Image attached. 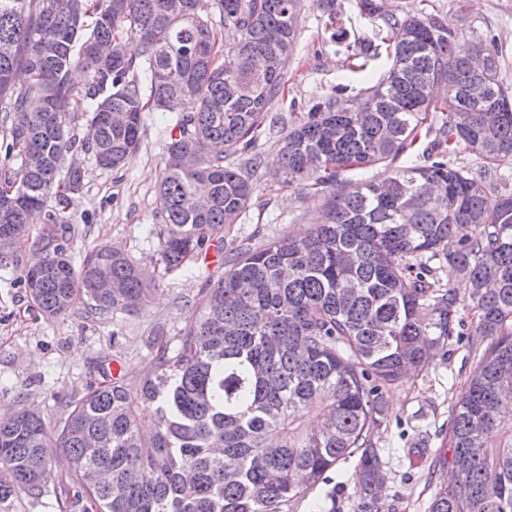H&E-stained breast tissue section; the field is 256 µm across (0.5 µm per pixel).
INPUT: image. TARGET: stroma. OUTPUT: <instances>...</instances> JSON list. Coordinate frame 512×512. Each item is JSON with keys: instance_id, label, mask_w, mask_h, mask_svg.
I'll use <instances>...</instances> for the list:
<instances>
[{"instance_id": "stroma-1", "label": "stroma", "mask_w": 512, "mask_h": 512, "mask_svg": "<svg viewBox=\"0 0 512 512\" xmlns=\"http://www.w3.org/2000/svg\"><path fill=\"white\" fill-rule=\"evenodd\" d=\"M396 11L425 12L458 28L463 36L495 41L501 77L512 88V0H390ZM372 20L363 18L356 0H336L335 15L303 0L296 51L288 62V83L278 96L273 113L298 122L312 106L346 85L354 96L378 80L382 62L371 72L353 70L352 53L371 38ZM346 31L348 43L336 45L333 33ZM167 112L144 115L141 146L118 170H103L89 156L81 162L87 171L83 195L70 209L73 261H81L93 245L107 243L125 249L140 263L156 256L158 239V185L164 168L163 128L171 123ZM280 133L263 138L258 146L264 166L258 191L245 219L226 227L225 248L256 244L283 233L297 234L316 223L319 203L274 178L268 166L278 157ZM224 272L218 264L198 262L167 277L152 291L137 312L117 318L85 317L73 312L65 317L38 314L19 283L14 267L0 266V408L18 404L39 411L47 426H54L66 401L82 396L91 384L103 381L113 354L135 366L146 362L147 336L164 329L167 336L195 318V298L207 281ZM442 284L454 288L462 320L445 351L437 353L420 371L384 392L385 419L374 433L387 462L381 493L382 512H428L435 491L448 484V425L450 409L476 368L485 342L476 336L477 317L467 301L468 290L457 271L441 265ZM358 459L336 463L325 478L293 512H373L363 489L357 488Z\"/></svg>"}]
</instances>
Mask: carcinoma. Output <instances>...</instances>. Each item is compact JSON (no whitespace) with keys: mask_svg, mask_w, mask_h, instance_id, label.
Segmentation results:
<instances>
[{"mask_svg":"<svg viewBox=\"0 0 512 512\" xmlns=\"http://www.w3.org/2000/svg\"><path fill=\"white\" fill-rule=\"evenodd\" d=\"M66 2L51 12L45 0H0V266L19 267L35 309L53 317L80 307L89 317L131 314L150 286L212 248L226 270L200 289L197 317L175 339L161 329L148 338V367L113 355L116 373L70 402L54 429L25 407L0 417V503L40 496L62 455L83 512H290L357 453L379 507L382 390L460 325L454 289L436 277L444 261L469 288L487 344L452 407L454 481L429 512H512V192L493 216L485 210L498 171L512 166V93L498 50L434 15L357 0L376 21L363 54L385 48L389 68L347 103L336 86L279 149L283 182L320 200L321 222L228 257L224 227L256 194L257 141L277 123L270 110L301 0H214L217 21L203 0L178 9L172 0ZM127 39L139 56L127 55ZM76 67L82 90L71 84ZM36 97L52 109L37 110ZM149 106L175 115L153 270L107 244L76 266L67 211L86 173H61L65 158L83 152L101 169L123 167ZM424 127L433 135L424 163L398 164ZM461 148L478 167L448 160ZM364 168L382 174L335 189L344 171ZM36 220L43 229L25 259L18 245Z\"/></svg>","mask_w":512,"mask_h":512,"instance_id":"cac0c4a2","label":"carcinoma"}]
</instances>
